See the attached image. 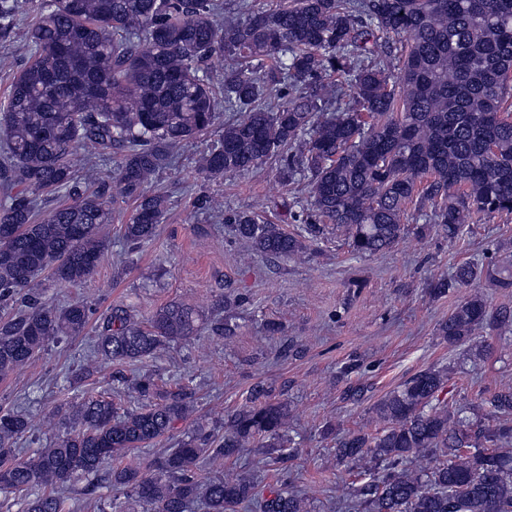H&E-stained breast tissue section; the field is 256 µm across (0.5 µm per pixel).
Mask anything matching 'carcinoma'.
<instances>
[{
    "instance_id": "obj_1",
    "label": "carcinoma",
    "mask_w": 512,
    "mask_h": 512,
    "mask_svg": "<svg viewBox=\"0 0 512 512\" xmlns=\"http://www.w3.org/2000/svg\"><path fill=\"white\" fill-rule=\"evenodd\" d=\"M219 0H50L29 29L31 51L0 106V381L28 365L54 339L81 336L88 300L54 303L35 288L83 285L109 243L117 199L135 203L123 238L151 242L167 212L149 180L174 160L184 140L211 130L216 94L207 64L224 59V111L230 118L197 162L207 180L246 173L270 159L282 178L309 186V206L290 234L254 211H227L250 253L299 258L303 238L328 224L345 232L351 252L372 255L407 234L410 210L448 240L482 214L512 213V0H279L257 10L237 0L239 18L220 23ZM392 40L399 76L390 75L378 39ZM121 152L110 182L94 168L77 185L82 152ZM72 202L39 215L43 199ZM512 288V268L466 263L434 278L429 293L461 288L464 297L440 326L451 346L478 330L512 331V309L494 308L476 290L481 278ZM190 307L167 305L146 324L119 305L102 318L81 374L97 359L134 363L170 342L196 336ZM444 369L429 367L374 407L381 432L349 431L336 460L362 481L345 496L358 512H512V381L477 405L448 408L439 393ZM120 408L110 397H82L57 421L62 432L26 457L16 441L33 429L18 410L0 407V495L25 494V512H81L64 494L115 490L96 512H305L302 496L282 483L262 497L245 475L209 478L202 466L229 461L257 442L267 453L288 438V407L251 403L224 432L193 429L146 467L116 461L168 434L194 412L193 392L162 394L152 375L121 380ZM483 414L492 425L481 424Z\"/></svg>"
}]
</instances>
